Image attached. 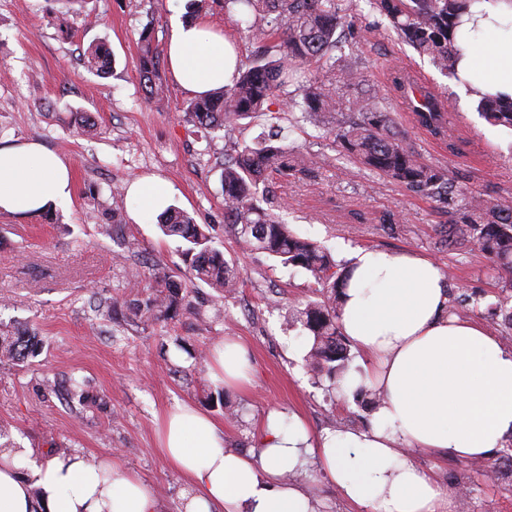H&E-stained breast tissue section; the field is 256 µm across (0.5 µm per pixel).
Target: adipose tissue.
Instances as JSON below:
<instances>
[{
	"label": "adipose tissue",
	"mask_w": 512,
	"mask_h": 512,
	"mask_svg": "<svg viewBox=\"0 0 512 512\" xmlns=\"http://www.w3.org/2000/svg\"><path fill=\"white\" fill-rule=\"evenodd\" d=\"M512 27V0H474L457 39L471 91L512 98V42L484 37ZM174 81L193 96L230 83L236 56L202 22L177 23L168 42ZM70 165L36 141L0 147V214L25 217L70 199ZM175 188L161 177L133 180L128 192L146 213H161ZM342 333L363 354L344 393L378 390L383 400L364 430L311 436L302 420L282 428L270 409L258 449L228 448L223 426L191 404L158 423L157 450L186 482L179 512H314L293 476L316 458L326 479L362 512H456L453 489L420 468L413 452L485 461L512 440V347L484 326L448 313V280L424 256L359 249L346 268ZM211 377L251 381L248 350L225 338L210 353ZM0 512H165L155 490L116 459L79 450L40 462L0 438Z\"/></svg>",
	"instance_id": "adipose-tissue-1"
}]
</instances>
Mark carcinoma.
<instances>
[{"mask_svg":"<svg viewBox=\"0 0 512 512\" xmlns=\"http://www.w3.org/2000/svg\"><path fill=\"white\" fill-rule=\"evenodd\" d=\"M370 10L389 23L397 37L418 54L429 58L440 72L458 77L461 49L454 43L459 19L471 0H366ZM224 7L247 20L260 34L272 39L259 62L237 71L232 84L186 102L183 112L197 128L230 126L262 112L275 102L285 111L301 112L302 120L337 138L354 164L375 170L394 182L425 194L445 207L460 206V223L442 239L453 250L464 242L477 244L489 253L495 268L512 289V200L494 197L472 188L462 189L449 177L448 169L419 161L415 150L394 131V121L385 98L374 92L368 97L351 89L364 78L353 60L362 53L336 54L345 29L350 27L344 0H224ZM141 53L135 65L146 94L158 95L160 59L152 46L151 30L140 35ZM89 72L106 74L112 68L109 48L99 43L83 55ZM315 66L318 75L300 93L288 87L293 72ZM403 91L417 92L421 101L414 112L417 121L436 137L445 135L446 103L416 83H399ZM476 110L489 123L512 130V102L483 94ZM222 184L225 223L249 248L256 246L283 265L304 269L319 286L321 299L307 303L293 318L312 337L310 364L318 372L342 381L349 354L341 340L339 313L342 276L336 263L318 244L295 235L274 213L281 203L267 177L310 176L316 162L307 155L260 136L252 144L226 142ZM166 236L180 239L183 256L194 276L224 292L234 291L238 273L215 246L209 228L194 223L180 210L167 209L160 217ZM182 284L165 270L150 274L148 292L137 311L160 320L174 317L185 302ZM36 333L25 329L0 335V358L24 363L38 355Z\"/></svg>","mask_w":512,"mask_h":512,"instance_id":"cac0c4a2","label":"carcinoma"}]
</instances>
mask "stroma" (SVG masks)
Here are the masks:
<instances>
[{"label":"stroma","instance_id":"35a3bbf8","mask_svg":"<svg viewBox=\"0 0 512 512\" xmlns=\"http://www.w3.org/2000/svg\"><path fill=\"white\" fill-rule=\"evenodd\" d=\"M352 13L347 40L364 51L366 88L386 96L397 128L421 161L446 167L458 183L512 198V132L482 119L474 97L459 93L454 78L398 40L365 0H355ZM189 15L185 0H0V146L39 141L69 162L74 182L66 205L26 219L0 214V334L28 328L42 340L40 354L28 363L0 361V429L41 461L75 448L91 460L117 457L154 487L166 512H179L185 480L154 446L159 419L176 404L208 412L240 451L254 446L274 407L301 416L315 433L362 428L371 417L363 399L344 396L297 352L306 332L286 316L312 299L308 273L243 249L227 229L221 183L226 140L249 143L274 127L280 144L316 157L314 175H274L270 182L282 204L280 220L324 246L338 271H345L357 248L427 256L448 279L450 304L497 336L502 327L488 311L507 298L479 247H441L439 232L457 220V211H443L430 197L374 171L349 175L353 163L332 136L282 111L230 128H195L180 110L189 95L166 69L163 100H146L135 66L141 32L151 28L154 47L166 53L173 24ZM196 16L231 39L241 67L266 43L223 0H210ZM98 41L112 52V69L104 76L79 61ZM396 70L448 100L456 150L414 123L391 84ZM89 119L95 130L87 134L81 126ZM145 175L172 182L173 207L210 227L225 260L240 273L235 294L190 282L179 242L162 234L158 216L134 220V199L126 201L123 222L112 224L113 194ZM155 268L186 284V305L166 321L131 311L134 285ZM228 336L248 347L252 382L212 398L206 358ZM507 455L499 449L484 464L425 454L415 461L454 486L459 512H512V479L484 475L504 469ZM295 480L308 488L317 512H359L315 462Z\"/></svg>","mask_w":512,"mask_h":512}]
</instances>
